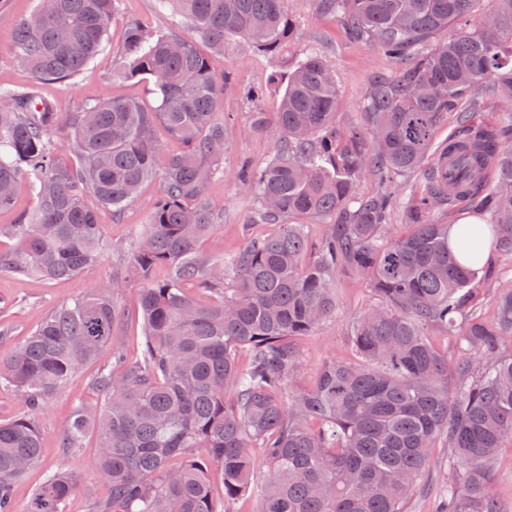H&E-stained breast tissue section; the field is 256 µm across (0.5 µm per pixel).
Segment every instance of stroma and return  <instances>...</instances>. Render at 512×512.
<instances>
[{
	"label": "stroma",
	"mask_w": 512,
	"mask_h": 512,
	"mask_svg": "<svg viewBox=\"0 0 512 512\" xmlns=\"http://www.w3.org/2000/svg\"><path fill=\"white\" fill-rule=\"evenodd\" d=\"M40 5L41 0H0V85L16 87L32 82L30 71L12 61L11 47L16 25ZM288 12L294 29L280 52L259 51L250 41L238 37L229 40L224 47L221 63L226 75L223 113L231 117L232 123L224 147V173L208 189L209 200L220 222L201 244L203 254L214 258L233 253L247 241L263 237L272 230L271 225L254 223L256 200L241 184L244 164L260 166L275 151L269 134L258 131L252 124L253 113L270 115L276 109L279 90L271 81L272 75L286 71L306 51L320 52L332 65L340 89L337 124L360 128L364 125L363 101L370 80L375 74L392 75L399 69L397 60L352 38L340 18L321 12L317 0H288ZM134 23L161 26V18L154 13L153 0H124L122 11L111 24L99 54L75 77L42 85L43 97L54 104L61 117L79 111L89 100L131 99L148 107L154 105L152 83L117 75L125 30ZM161 187L162 182L157 178L143 183L133 201L119 212L97 207L98 222L109 249L96 264L86 267L76 277L54 280L0 271V361L12 356L49 313L107 284L113 285L114 303L126 315L119 327L120 339L129 358L138 356L143 342L142 325L129 320L128 315L137 307L140 284L116 281L115 274L118 267L127 265L136 243L135 232L149 223ZM335 289V315L297 342L302 360L298 381L307 388L314 385L323 364L352 359L349 326L374 302L368 281L362 274L338 273ZM111 363V350H104L96 361L77 370L63 390L35 411L30 410L12 388L0 385V421L32 416L44 445L40 464L27 470L15 483V512H29L36 488L47 475L57 471L77 480L65 512H94L96 504L107 496V486L94 465V434H87L77 448L63 447L62 436L74 398H81L90 410L100 406L93 382L99 370ZM450 475L447 449H436L429 473L406 500V512H436L439 489Z\"/></svg>",
	"instance_id": "1"
}]
</instances>
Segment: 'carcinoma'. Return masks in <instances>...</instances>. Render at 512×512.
Instances as JSON below:
<instances>
[{"mask_svg":"<svg viewBox=\"0 0 512 512\" xmlns=\"http://www.w3.org/2000/svg\"><path fill=\"white\" fill-rule=\"evenodd\" d=\"M477 2L318 0L356 40L404 66L370 81L369 151L361 130L336 123L338 84L320 53L272 77L281 91L274 122L263 112L254 122L279 149L242 185L257 199L256 222L274 229L222 258L199 254L215 229L207 188L223 170L227 132L218 65L232 37L267 53L283 49L293 31L287 0H155L158 17L177 13L195 33L128 28L122 76L153 81L156 106L88 102L68 118L66 151L50 140L59 115L39 85L71 78L95 58L123 0H43L20 24L12 59L34 83L0 86V210L23 188L37 205L14 225L24 251L0 254V270L76 276L107 249L86 199L120 210L147 179L163 178L131 256L144 282L139 359L122 366L120 317L103 287L54 310L0 363V384L34 409L112 347L115 365L95 379L101 406L91 413L75 403L65 430L70 448L96 433L95 468L110 489L96 512H231L250 489L257 448L268 461L259 512H404L439 440L460 474L444 490L445 512H507L493 455L512 442V358L502 356L512 342V289L483 317L480 266L460 263L448 225L431 219L454 200L436 174L448 147L435 146L453 112L462 133L448 142L475 147L461 168L466 197L481 196L491 243L512 257V150L492 129L468 124L465 111L483 89L512 102V0H494L486 14L498 29L492 42L470 23ZM159 129L177 147L161 144ZM417 170L428 184L405 202L398 187ZM369 176L384 190L361 196ZM401 205L409 230L392 238L390 210ZM287 217L328 223L314 257L306 225ZM457 245L476 251L469 226ZM158 266L167 278H152ZM342 269L366 274L377 302L352 322L356 360L323 365L317 385L304 389L295 340L336 310ZM231 278L235 286L224 287ZM188 283L215 301L197 304ZM430 328L454 337L462 358L448 362ZM41 448L32 419L0 422V512H12L16 479L39 463ZM210 465L224 473L220 496ZM74 488L66 473L47 476L30 512H64Z\"/></svg>","mask_w":512,"mask_h":512,"instance_id":"cac0c4a2","label":"carcinoma"}]
</instances>
